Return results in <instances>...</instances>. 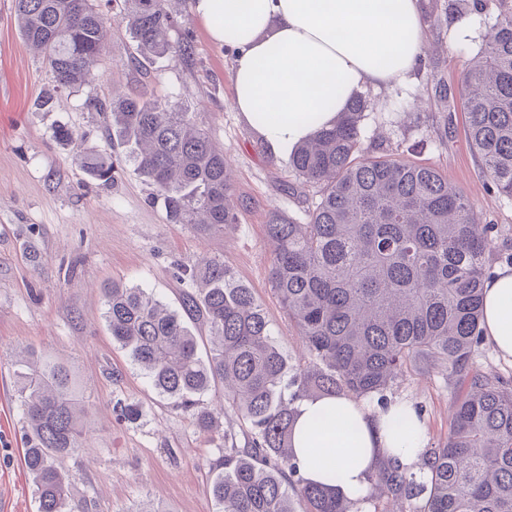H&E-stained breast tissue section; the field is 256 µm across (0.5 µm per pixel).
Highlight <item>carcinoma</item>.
I'll use <instances>...</instances> for the list:
<instances>
[{
  "instance_id": "carcinoma-1",
  "label": "carcinoma",
  "mask_w": 512,
  "mask_h": 512,
  "mask_svg": "<svg viewBox=\"0 0 512 512\" xmlns=\"http://www.w3.org/2000/svg\"><path fill=\"white\" fill-rule=\"evenodd\" d=\"M21 38L42 53L56 86L80 88L104 49L111 18L92 0H15ZM121 20L144 67L177 51L165 0H124ZM460 100L470 144L492 186L512 198V0L466 66ZM93 107L108 112V145L147 179L171 224L205 235L235 223L237 202L224 151L180 106L137 92ZM366 100L355 98L338 121L296 148L288 164L321 188L303 224L274 210L266 236L269 280L302 336L308 364L287 375L262 305L224 258L182 270L190 289L169 311L142 288L105 289L112 339L158 394L192 412L213 438L216 420L203 396L224 384L240 416L246 447L218 449L209 462L218 512H387L381 498L408 512H512V381L484 374L475 358L493 224H482L462 191L436 169L361 147ZM82 166L104 185L114 161L90 155ZM207 330L201 356L187 322ZM443 363L468 378L448 440L426 448L418 467L390 459L375 473L376 492L352 500L305 478L292 448L300 405L327 396L377 398L397 374ZM16 393L30 430L24 464L39 512H85L58 461L85 447L84 413L71 369L48 360L19 372Z\"/></svg>"
}]
</instances>
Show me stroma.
<instances>
[{
	"label": "stroma",
	"instance_id": "1",
	"mask_svg": "<svg viewBox=\"0 0 512 512\" xmlns=\"http://www.w3.org/2000/svg\"><path fill=\"white\" fill-rule=\"evenodd\" d=\"M454 3L420 0L430 49L409 82L362 90V142L368 151L400 154L424 142L416 161L447 176L482 223L497 227L492 271L512 266V199L493 188L470 148L460 104L441 100L435 86L458 90L500 6L482 0L480 9L461 14ZM98 7L113 19L100 61L78 90L58 92L41 55L19 34L14 0H0V512H38L23 461L27 422L15 392L17 364L32 354L60 359L75 372L89 435L86 449L61 469L88 512H138L147 502L161 512H215L208 461L216 443L198 434L191 416L160 396L113 341L103 291L115 282L137 286L175 310L187 288L177 265L223 257L253 289L287 367L295 368L305 352L269 282L265 224L274 209L305 219L318 190L296 178L235 112V51L209 40L192 0L168 4L170 36L181 51L145 70L131 61L134 43L117 20L119 6L99 0ZM118 89L179 105L209 132L231 164L237 224L204 236L167 222L153 186L121 148H108V115L92 106ZM46 96L53 99L47 110L37 104ZM61 126L73 130V140L56 139ZM107 149L117 170L105 186L81 162ZM460 392L459 378L445 368L422 366L399 377L388 397L422 408L426 443L434 447L448 438ZM119 402L143 404L142 417L119 419Z\"/></svg>",
	"mask_w": 512,
	"mask_h": 512
}]
</instances>
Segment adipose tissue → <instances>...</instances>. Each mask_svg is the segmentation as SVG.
I'll return each instance as SVG.
<instances>
[{"label": "adipose tissue", "instance_id": "1", "mask_svg": "<svg viewBox=\"0 0 512 512\" xmlns=\"http://www.w3.org/2000/svg\"><path fill=\"white\" fill-rule=\"evenodd\" d=\"M193 10L211 41L238 52L235 110L285 154L332 126L359 89L405 81L425 45L419 0H193ZM481 328L512 361V266L485 281ZM409 411L348 396L304 402L293 446L306 477L356 499L379 461L414 465L425 448L421 422L391 428Z\"/></svg>", "mask_w": 512, "mask_h": 512}]
</instances>
